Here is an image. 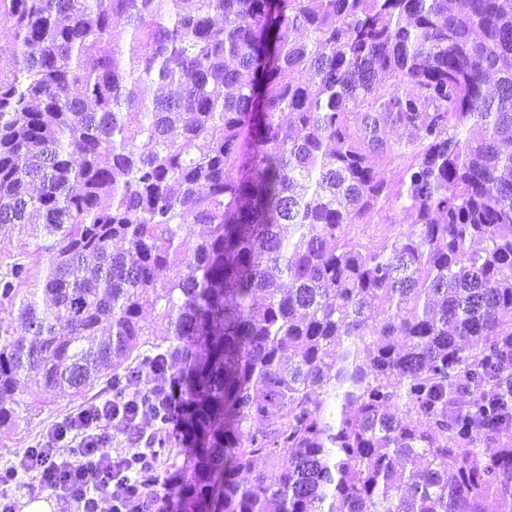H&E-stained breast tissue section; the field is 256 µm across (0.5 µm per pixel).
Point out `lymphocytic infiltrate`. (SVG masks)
I'll list each match as a JSON object with an SVG mask.
<instances>
[{
    "mask_svg": "<svg viewBox=\"0 0 512 512\" xmlns=\"http://www.w3.org/2000/svg\"><path fill=\"white\" fill-rule=\"evenodd\" d=\"M158 381L147 373L129 395L98 398L58 422L42 447L27 448L9 466L11 485L22 478L69 502L73 512H149L156 494L126 468L130 455L112 434H130L151 417Z\"/></svg>",
    "mask_w": 512,
    "mask_h": 512,
    "instance_id": "1",
    "label": "lymphocytic infiltrate"
}]
</instances>
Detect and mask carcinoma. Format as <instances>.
Listing matches in <instances>:
<instances>
[{"instance_id": "carcinoma-1", "label": "carcinoma", "mask_w": 512, "mask_h": 512, "mask_svg": "<svg viewBox=\"0 0 512 512\" xmlns=\"http://www.w3.org/2000/svg\"><path fill=\"white\" fill-rule=\"evenodd\" d=\"M4 38L0 427L154 369L174 512H512V0H0ZM169 449L167 464L160 470L161 480L164 484L172 481L178 474L186 461L189 448H179V445H172Z\"/></svg>"}]
</instances>
